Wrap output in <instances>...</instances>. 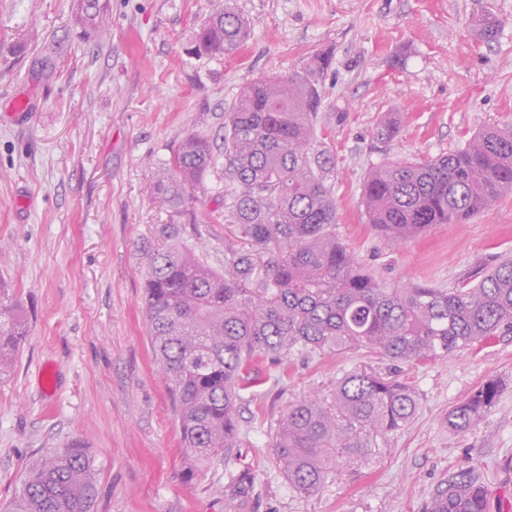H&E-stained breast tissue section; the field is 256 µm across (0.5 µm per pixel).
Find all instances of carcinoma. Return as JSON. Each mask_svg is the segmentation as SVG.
Returning <instances> with one entry per match:
<instances>
[{"mask_svg":"<svg viewBox=\"0 0 512 512\" xmlns=\"http://www.w3.org/2000/svg\"><path fill=\"white\" fill-rule=\"evenodd\" d=\"M477 26L489 42L499 32L492 14ZM247 20L225 0L196 34L208 56L236 52ZM332 65L314 54L286 77H260L240 91L224 119V220L237 226L224 239V271L184 245L166 226L168 244L147 258L145 321L155 359L169 385L183 446L195 466L217 465L239 447L240 391L258 384L257 358L365 349L404 363L444 358L512 332V258L459 288L386 286L336 234V159L318 142L320 80ZM400 122L388 118L375 138L391 142ZM216 167L209 141L188 135L164 164L154 192L179 217L192 191ZM512 192V127L486 126L463 146L430 160L383 159L364 176L368 223L393 243L435 224L463 222ZM27 333L11 285L0 280V379L11 375ZM499 379L475 388L448 413V427L467 432L495 405ZM413 387L372 371L347 369L327 405L309 399L288 407L275 453L288 488L317 489L332 469L328 444L340 456L367 459L378 440L415 416ZM250 472L224 486L230 502L247 500ZM95 465L73 439L32 459L7 512H91ZM424 512H489L479 473L448 476Z\"/></svg>","mask_w":512,"mask_h":512,"instance_id":"1","label":"carcinoma"}]
</instances>
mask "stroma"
<instances>
[{
    "label": "stroma",
    "instance_id": "obj_1",
    "mask_svg": "<svg viewBox=\"0 0 512 512\" xmlns=\"http://www.w3.org/2000/svg\"><path fill=\"white\" fill-rule=\"evenodd\" d=\"M251 23L237 53H194L225 2ZM108 27L85 35L68 0H0V278L29 332L0 380V506L29 459L78 437L95 458L94 512H235L229 474L255 476L244 512H421L448 475L479 467L491 512H512V333L431 362L351 351L259 362L243 391L241 446L185 480L189 465L147 336L146 255L175 222L151 187L188 135L224 152V117L260 76L301 70L328 51L319 139L336 158L337 233L387 284L455 288L512 255V193L461 224L401 244L366 222L362 179L383 158L426 160L490 123L512 124V0H109ZM491 11L495 40L475 19ZM26 112L12 109L16 98ZM403 118L388 144L381 117ZM204 255L224 267V181L210 173L190 206ZM368 365L417 392L420 408L365 462L337 459L313 493L289 491L275 455L290 404L332 402L342 369ZM490 378L503 391L472 430L448 412Z\"/></svg>",
    "mask_w": 512,
    "mask_h": 512
}]
</instances>
